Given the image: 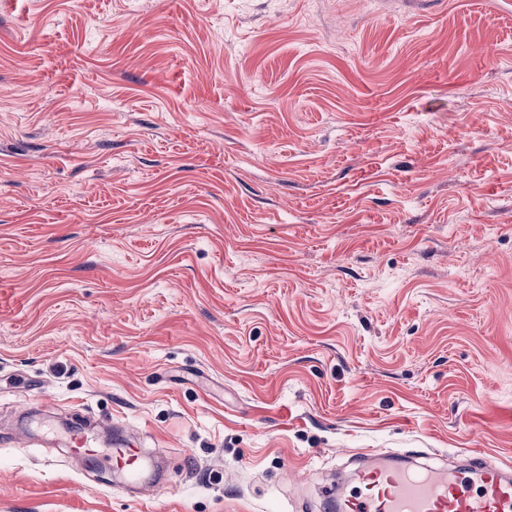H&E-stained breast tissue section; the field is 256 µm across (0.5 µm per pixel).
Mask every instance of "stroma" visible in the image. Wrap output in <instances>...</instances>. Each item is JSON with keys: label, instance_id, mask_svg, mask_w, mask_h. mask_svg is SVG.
I'll return each instance as SVG.
<instances>
[{"label": "stroma", "instance_id": "obj_1", "mask_svg": "<svg viewBox=\"0 0 512 512\" xmlns=\"http://www.w3.org/2000/svg\"><path fill=\"white\" fill-rule=\"evenodd\" d=\"M367 448L512 465V0H0V512H320ZM73 435L70 438L73 454L83 457L86 465L105 464L110 469L117 468L126 471V475L131 480H136L140 476V470L137 468L138 456L132 448H111L109 454L99 456L97 450L90 451L87 448H96V441L92 435L86 434L75 427ZM102 458V459H101Z\"/></svg>", "mask_w": 512, "mask_h": 512}]
</instances>
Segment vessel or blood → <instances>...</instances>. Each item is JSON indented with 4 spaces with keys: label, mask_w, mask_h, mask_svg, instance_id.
Instances as JSON below:
<instances>
[{
    "label": "vessel or blood",
    "mask_w": 512,
    "mask_h": 512,
    "mask_svg": "<svg viewBox=\"0 0 512 512\" xmlns=\"http://www.w3.org/2000/svg\"><path fill=\"white\" fill-rule=\"evenodd\" d=\"M75 456L86 464H105L140 476L130 448L98 455L92 435L74 430ZM350 493L337 494V512H512V467L495 466L483 456L468 455L461 466L413 465L385 454H360Z\"/></svg>",
    "instance_id": "obj_1"
}]
</instances>
